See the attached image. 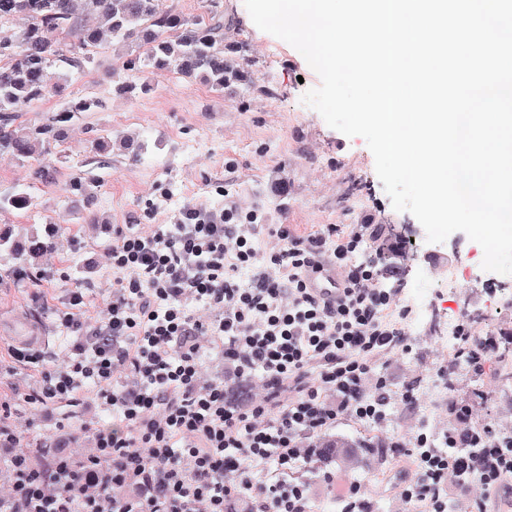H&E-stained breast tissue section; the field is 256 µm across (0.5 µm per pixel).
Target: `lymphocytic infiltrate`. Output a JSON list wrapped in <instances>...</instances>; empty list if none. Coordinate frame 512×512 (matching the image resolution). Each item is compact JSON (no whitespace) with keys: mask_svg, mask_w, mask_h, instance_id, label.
<instances>
[{"mask_svg":"<svg viewBox=\"0 0 512 512\" xmlns=\"http://www.w3.org/2000/svg\"><path fill=\"white\" fill-rule=\"evenodd\" d=\"M264 233L277 243L261 252ZM378 238L370 223L298 236L230 200L219 213L186 208L178 223L148 234L118 227L107 320L86 324L84 297L72 294L60 320L77 335L75 357L43 369L27 396L70 403L90 385L112 419L95 430L89 454H58L52 476L17 453L10 405L1 402L0 446L14 451L10 512H224L232 501L309 512L307 485L285 472L311 460L309 442L342 418L384 424L392 390L383 367L409 349V310L386 285L409 248L400 237ZM328 267L343 288L334 302L315 292ZM194 302L214 319H195ZM202 336L221 343L238 378L261 381L258 400L235 406L223 383L203 381ZM121 371L132 390L118 384ZM449 410L457 423L442 444L420 430L403 442L417 469L399 495L418 512H448L449 477L490 493L512 477V430L469 425L465 402ZM270 464L281 479L255 481Z\"/></svg>","mask_w":512,"mask_h":512,"instance_id":"obj_1","label":"lymphocytic infiltrate"}]
</instances>
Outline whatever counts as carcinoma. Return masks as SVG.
Here are the masks:
<instances>
[{"label": "carcinoma", "mask_w": 512, "mask_h": 512, "mask_svg": "<svg viewBox=\"0 0 512 512\" xmlns=\"http://www.w3.org/2000/svg\"><path fill=\"white\" fill-rule=\"evenodd\" d=\"M76 0H0V154L30 162L49 153L62 141L65 124L76 112H88L94 101L83 99L63 108L51 121L28 124L18 112L32 103L58 95L68 82V70H81L106 34L130 46L133 52L122 63V72L112 73L119 90L129 85L124 73L144 70L196 75L212 90L246 82L243 72L230 67L227 54L234 46L225 41L232 23L224 12L211 7L203 14L187 17L162 7L160 0H83L88 11L100 22L90 26L81 22ZM21 18L24 27L7 33L4 25ZM63 67L59 82L47 80L48 69ZM31 194L16 189L0 196V211L26 210ZM51 234L33 232L24 240L13 237L9 229L0 230V254L26 256L32 260L53 251ZM311 448L323 449L319 460L339 469L359 470L370 458L384 453L387 444L379 438L362 441L347 436L318 438ZM35 464L49 468L57 456L56 447L43 444L26 448Z\"/></svg>", "instance_id": "obj_1"}]
</instances>
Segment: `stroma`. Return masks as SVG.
Segmentation results:
<instances>
[{
	"label": "stroma",
	"instance_id": "obj_1",
	"mask_svg": "<svg viewBox=\"0 0 512 512\" xmlns=\"http://www.w3.org/2000/svg\"><path fill=\"white\" fill-rule=\"evenodd\" d=\"M220 6L235 19L227 34L237 46L232 61L244 67L250 84L218 93L195 79L145 71L130 73L132 90L119 92L108 73L121 66L127 50L108 41L90 64L71 72L59 96L20 114L21 121L33 124L71 100L99 102L94 111L78 113L68 123L66 140L52 151V179L37 181L33 164L0 155V195L25 187L33 197L29 210L0 213V225L49 230L58 240L57 249L43 255L33 270L23 260L0 258V399L11 404L21 447L59 438L64 453L81 454L89 442L78 427H95L111 414L89 387L74 407L26 403L39 371L15 365L11 349L26 346L47 361L72 357V338L59 314L67 310L70 295L79 292L83 319L93 324L102 318L112 296L109 253L116 228L135 224L148 233L154 225L175 223L189 206L222 210L228 196L264 211L269 223L292 224L300 235L372 216L386 236L410 237L399 284L402 302L415 320L405 325L409 350L384 368L393 390L410 385L415 394H423L426 379L444 359L438 341L442 324L451 317L470 316L477 330L494 333L499 354L512 358V275L485 271L481 246L464 233L427 242L420 222L393 208L365 139L329 127L303 102L320 78L302 54L260 30L244 0H220ZM103 135L114 142L106 153L93 148L94 139ZM79 177L98 178L90 198L71 192V182ZM435 263L463 267L465 290L453 295L430 283ZM494 368L490 362L477 373L460 365L449 396L472 403L471 424L512 427V377L496 375ZM423 427L417 401L391 404L381 426L339 420L336 434L382 437L389 445L387 457L359 471L313 463L298 468L294 476L309 486L310 512H341L340 481L361 483L368 512H409L396 490L410 471L392 468L391 461L407 454L397 440Z\"/></svg>",
	"mask_w": 512,
	"mask_h": 512
}]
</instances>
